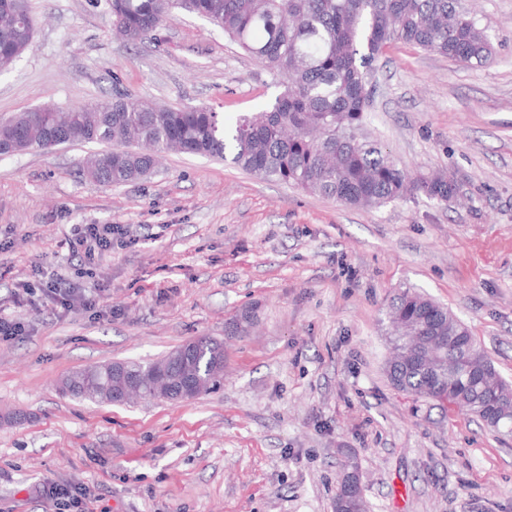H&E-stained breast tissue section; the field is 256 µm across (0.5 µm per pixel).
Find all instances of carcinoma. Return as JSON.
Returning <instances> with one entry per match:
<instances>
[{
	"label": "carcinoma",
	"mask_w": 512,
	"mask_h": 512,
	"mask_svg": "<svg viewBox=\"0 0 512 512\" xmlns=\"http://www.w3.org/2000/svg\"><path fill=\"white\" fill-rule=\"evenodd\" d=\"M112 30L136 42L158 30L175 9L209 19L284 84V92L263 112L231 123L206 107L176 108L118 93L110 100L65 111L19 112L0 123V143L10 153L51 144L97 143L110 147L109 164L86 166L85 179L120 186L152 170L155 153L170 149L232 163L256 175L319 194L350 207H381L419 192L439 204L455 198L458 186L445 173L413 175L398 166L361 129L369 104L367 76L373 62L396 42L418 46L465 66L489 64L495 49L484 28L461 0H107ZM34 31L27 0H0V74L10 71L29 47ZM386 315L406 346L425 336H459L437 345L432 363L395 369L392 385L426 397L436 367L453 368V406L478 416L494 402L501 429L512 426V384L496 370L485 349L466 336L467 328L447 308L405 291ZM193 363L173 354L149 362H128L139 388L128 399L173 400L186 371L204 391L224 381V344L209 337L194 341ZM169 367L166 387L155 384L161 365ZM112 364L68 375L69 394L112 402Z\"/></svg>",
	"instance_id": "obj_1"
}]
</instances>
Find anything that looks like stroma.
Here are the masks:
<instances>
[{"mask_svg": "<svg viewBox=\"0 0 512 512\" xmlns=\"http://www.w3.org/2000/svg\"><path fill=\"white\" fill-rule=\"evenodd\" d=\"M494 46L466 67L396 43L376 63L363 132L408 170L444 172L457 202L347 207L230 162L162 153L119 187L86 181L96 144L0 156V512H49L78 483L94 512H334L354 462L367 512H512V434L390 383L385 309L413 291L447 307L512 381V0H466ZM32 42L0 75V118L128 92L225 120L284 87L208 20L173 11L139 44L107 0H28ZM84 224L132 241L88 265ZM60 274L98 310L58 314ZM253 324L230 325L243 310ZM224 345V384L118 405L64 393L73 372ZM44 495L52 512H88L84 507L86 490L79 484L47 483Z\"/></svg>", "mask_w": 512, "mask_h": 512, "instance_id": "obj_1", "label": "stroma"}]
</instances>
